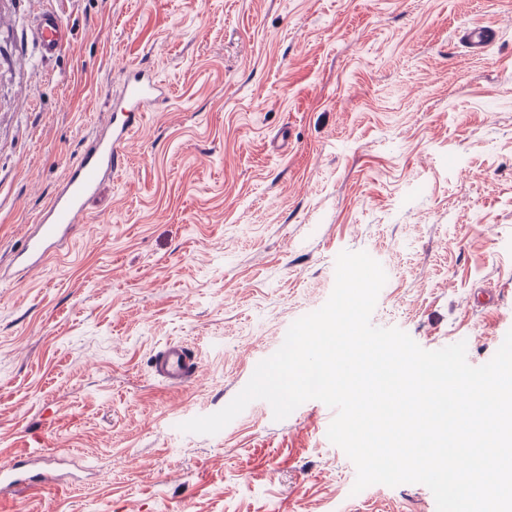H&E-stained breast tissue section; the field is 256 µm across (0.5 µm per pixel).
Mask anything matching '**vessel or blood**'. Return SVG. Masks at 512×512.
<instances>
[{
    "mask_svg": "<svg viewBox=\"0 0 512 512\" xmlns=\"http://www.w3.org/2000/svg\"><path fill=\"white\" fill-rule=\"evenodd\" d=\"M31 36L43 57L62 51L71 40V31L54 11L41 13L34 21ZM462 40L475 50H485L498 39L497 29L471 25L461 31ZM159 85L144 71L128 77L121 95L113 105L121 121L97 131L80 158L73 163L65 179L29 225L21 244L7 265H0V276L37 268L60 253L72 240L77 225L87 221V204L100 187L119 172L123 165V148L139 128L144 112L160 100ZM197 369L194 355L179 343L167 344L154 359V371L163 383L182 386L193 380ZM53 455L43 453L21 456L0 462V497L26 488L57 486Z\"/></svg>",
    "mask_w": 512,
    "mask_h": 512,
    "instance_id": "vessel-or-blood-1",
    "label": "vessel or blood"
}]
</instances>
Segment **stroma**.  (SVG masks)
Returning <instances> with one entry per match:
<instances>
[{
    "label": "stroma",
    "instance_id": "obj_1",
    "mask_svg": "<svg viewBox=\"0 0 512 512\" xmlns=\"http://www.w3.org/2000/svg\"><path fill=\"white\" fill-rule=\"evenodd\" d=\"M61 16L47 60L30 26ZM499 39L470 52L463 24ZM166 86L68 251L0 283V460L39 448L90 478L0 512H436L373 484L309 400L224 408L322 307L340 252L387 281L371 316L470 365L512 330V0H0V259L88 139L126 68ZM186 344L182 387L152 369ZM43 58L57 55L70 44L71 31L54 11L41 13L34 21L31 31ZM197 369L195 356L179 343H169L154 359V371L168 386H182L193 380Z\"/></svg>",
    "mask_w": 512,
    "mask_h": 512
}]
</instances>
